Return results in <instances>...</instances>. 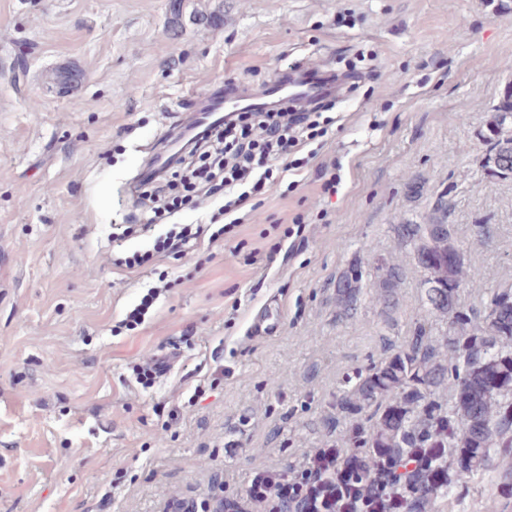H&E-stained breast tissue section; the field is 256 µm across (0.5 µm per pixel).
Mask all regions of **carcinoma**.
Returning a JSON list of instances; mask_svg holds the SVG:
<instances>
[{
    "label": "carcinoma",
    "instance_id": "obj_1",
    "mask_svg": "<svg viewBox=\"0 0 512 512\" xmlns=\"http://www.w3.org/2000/svg\"><path fill=\"white\" fill-rule=\"evenodd\" d=\"M484 139L485 169L492 178L512 177V85L492 107ZM448 203L433 206L422 221L392 225L396 239L413 249L424 273L421 285L430 309L448 317L449 334L428 336L419 327L411 342L387 360L347 379L351 389L336 402L348 419L341 445L389 448L405 458L414 448H433L425 468L407 486H393L405 497L407 512H422L427 474L446 469L438 492L451 497L475 473L488 467L491 449L512 451V288L494 294L480 320L458 304V292L478 287L468 275L448 224ZM404 278L401 268L382 261L370 294L382 308L395 305ZM364 269L355 263L336 279V311L347 317L363 294ZM440 448H457L460 466L449 470Z\"/></svg>",
    "mask_w": 512,
    "mask_h": 512
}]
</instances>
